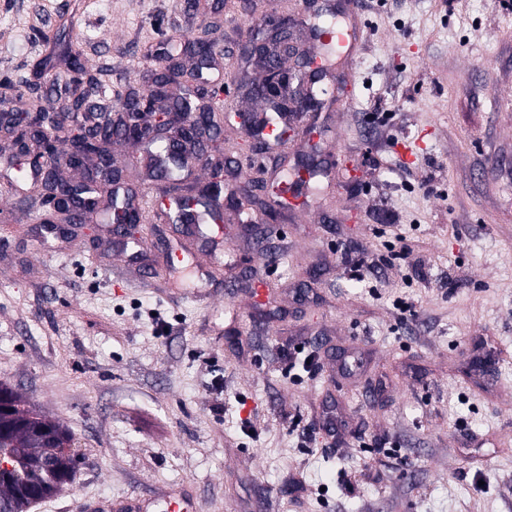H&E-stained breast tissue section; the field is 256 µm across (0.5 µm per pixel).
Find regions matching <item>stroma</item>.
<instances>
[{"label": "stroma", "mask_w": 512, "mask_h": 512, "mask_svg": "<svg viewBox=\"0 0 512 512\" xmlns=\"http://www.w3.org/2000/svg\"><path fill=\"white\" fill-rule=\"evenodd\" d=\"M266 2L0 0V83L25 87L0 93V113L68 105L54 39L71 30L107 74L86 89L112 121L173 62L185 77L171 97L223 89L214 163L182 193L216 169L239 196L311 175L269 217L225 202L222 286L175 288L207 236L144 217L128 250L106 223H65L39 179L17 182L0 132V383L62 420L82 457L76 484L29 512L182 490L198 512H512V0H274L303 55L321 13L358 46L322 74L319 110L279 114L287 143L259 152L233 115L263 109V64L241 46ZM199 38L221 49L203 71ZM112 153L121 183L164 188L145 147L116 139ZM399 236L421 264L381 267ZM300 344L318 369L297 379ZM296 415L320 444L289 433Z\"/></svg>", "instance_id": "1"}]
</instances>
